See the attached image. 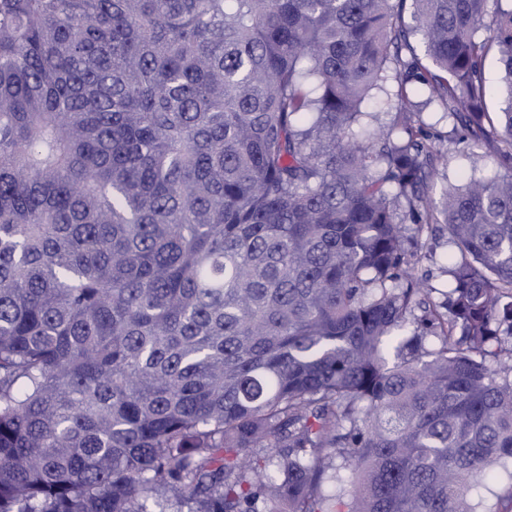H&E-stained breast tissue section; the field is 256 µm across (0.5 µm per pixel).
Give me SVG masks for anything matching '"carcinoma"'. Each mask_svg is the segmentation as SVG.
I'll list each match as a JSON object with an SVG mask.
<instances>
[{"mask_svg":"<svg viewBox=\"0 0 512 512\" xmlns=\"http://www.w3.org/2000/svg\"><path fill=\"white\" fill-rule=\"evenodd\" d=\"M501 2L0 0V512L512 501V174L421 117L512 168ZM484 73L486 78L487 96L485 106L492 117L499 112L503 106V95L501 93L502 67L497 56L490 53L484 61ZM422 118L433 133H446L453 127V121L448 118V113L434 105L424 110ZM494 155L484 154L482 150L471 151L463 143H448V151L444 161L440 162L438 175L434 181L433 195L438 198L443 185L450 182H461L467 178L493 177L504 173ZM423 242L425 244L415 250L417 263L414 273L434 288L446 290L448 275L444 269L448 267V259L458 255V250L448 242V231L443 226Z\"/></svg>","mask_w":512,"mask_h":512,"instance_id":"1","label":"carcinoma"}]
</instances>
